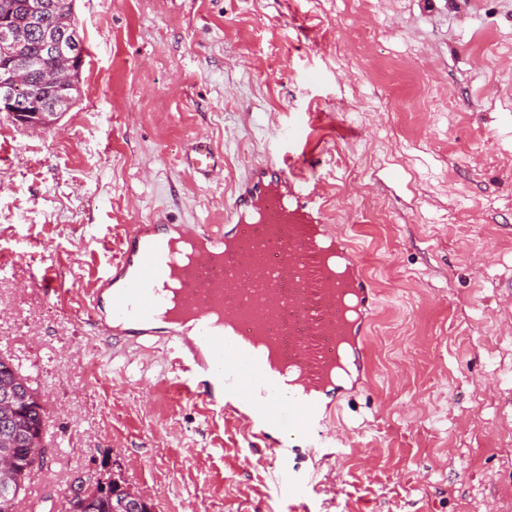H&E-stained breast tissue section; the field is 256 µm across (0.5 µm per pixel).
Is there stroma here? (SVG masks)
Here are the masks:
<instances>
[{"label":"stroma","mask_w":512,"mask_h":512,"mask_svg":"<svg viewBox=\"0 0 512 512\" xmlns=\"http://www.w3.org/2000/svg\"><path fill=\"white\" fill-rule=\"evenodd\" d=\"M79 96L52 128L0 112V356L48 413L16 512L120 472L155 512H292L279 457L172 393L163 345L78 315L131 224H220L286 159L379 295L348 385L336 502L309 512H512V0H75ZM224 158L203 181L182 156ZM56 269L57 290L38 282Z\"/></svg>","instance_id":"1"}]
</instances>
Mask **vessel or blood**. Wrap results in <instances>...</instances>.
<instances>
[{"mask_svg":"<svg viewBox=\"0 0 512 512\" xmlns=\"http://www.w3.org/2000/svg\"><path fill=\"white\" fill-rule=\"evenodd\" d=\"M188 168L220 175L198 141ZM205 243L194 260L172 256L171 240ZM336 246L353 274L332 279L320 244ZM178 282L188 328L165 320L166 287ZM86 320L129 340L158 339L174 357L173 393L231 414L275 452L305 448L310 482L331 458L335 409L331 369L369 371L367 328L376 290L348 244L326 224L317 196L279 164L253 168L223 224H134L96 279ZM225 324L217 326L216 312Z\"/></svg>","mask_w":512,"mask_h":512,"instance_id":"vessel-or-blood-1","label":"vessel or blood"}]
</instances>
